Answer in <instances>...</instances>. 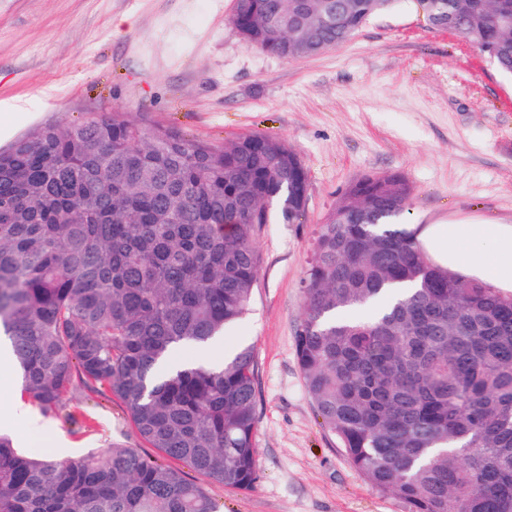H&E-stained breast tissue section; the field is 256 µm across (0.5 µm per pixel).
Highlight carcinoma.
<instances>
[{"label":"carcinoma","instance_id":"carcinoma-1","mask_svg":"<svg viewBox=\"0 0 512 512\" xmlns=\"http://www.w3.org/2000/svg\"><path fill=\"white\" fill-rule=\"evenodd\" d=\"M394 2L234 0L231 23L268 55L303 58ZM415 2L512 76V0ZM308 189L278 136L217 148L118 110L0 151V334L25 395L48 412L103 386L159 452L48 460L1 435L0 512H221L169 460L253 487V349L163 366L249 314L256 241L275 219L300 223ZM410 201L401 176H366L324 219L295 337L303 380L351 465L410 512H512V297L434 265L396 223Z\"/></svg>","mask_w":512,"mask_h":512}]
</instances>
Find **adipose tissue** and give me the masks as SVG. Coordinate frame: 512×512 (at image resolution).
Masks as SVG:
<instances>
[{
    "instance_id": "ef3b65f1",
    "label": "adipose tissue",
    "mask_w": 512,
    "mask_h": 512,
    "mask_svg": "<svg viewBox=\"0 0 512 512\" xmlns=\"http://www.w3.org/2000/svg\"><path fill=\"white\" fill-rule=\"evenodd\" d=\"M415 235L436 265L496 289H512L511 224H429Z\"/></svg>"
}]
</instances>
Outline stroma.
<instances>
[{"mask_svg": "<svg viewBox=\"0 0 512 512\" xmlns=\"http://www.w3.org/2000/svg\"><path fill=\"white\" fill-rule=\"evenodd\" d=\"M234 0H0V149L46 123L120 110L134 124L220 145L266 133L299 154L309 182L302 223L266 225L260 280L246 318L187 362L240 345L257 361L258 479L204 485L224 512H410L374 488L322 428L295 352L302 282L320 227L353 182L396 173L412 190L403 224H512V78L414 0L372 16L344 45L282 59L247 45ZM0 433L24 452L77 457L139 438L123 401L71 391L46 412L17 370L0 381Z\"/></svg>", "mask_w": 512, "mask_h": 512, "instance_id": "obj_1", "label": "stroma"}]
</instances>
